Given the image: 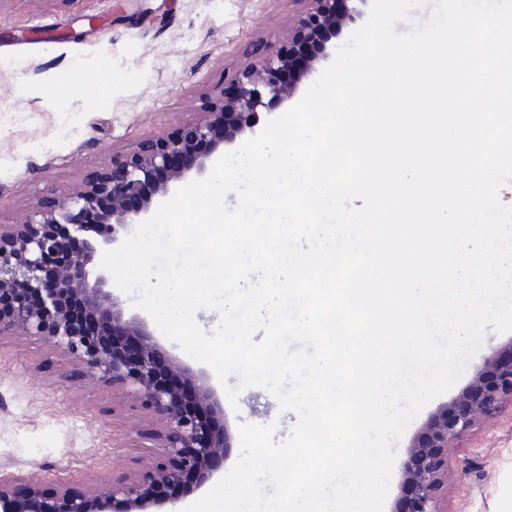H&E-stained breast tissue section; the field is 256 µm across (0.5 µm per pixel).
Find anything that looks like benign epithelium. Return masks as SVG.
I'll return each instance as SVG.
<instances>
[{
  "instance_id": "benign-epithelium-1",
  "label": "benign epithelium",
  "mask_w": 512,
  "mask_h": 512,
  "mask_svg": "<svg viewBox=\"0 0 512 512\" xmlns=\"http://www.w3.org/2000/svg\"><path fill=\"white\" fill-rule=\"evenodd\" d=\"M307 2L288 40L240 71L200 118L112 159V167L86 178L66 202L35 208L23 224L0 225V298H10L0 305V337L15 331L46 343L96 383L126 390L160 425V461L117 482L97 478L84 490L62 484L47 491L0 468V512H157L178 501L172 489L186 475L207 482L232 448L229 427L218 421L223 409L214 389L203 378L189 382L180 361L162 359L145 321L112 301L108 278L94 259L100 247L113 246L129 226L147 220L188 173H204L221 148L255 132L260 112L292 98L366 0ZM74 244L68 262L52 268L50 260ZM67 298L80 301L98 334L75 330ZM505 397L512 398L511 341L429 418L410 446L402 465L406 512H440L448 448Z\"/></svg>"
}]
</instances>
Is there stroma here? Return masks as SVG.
I'll return each mask as SVG.
<instances>
[{"label":"stroma","instance_id":"35a3bbf8","mask_svg":"<svg viewBox=\"0 0 512 512\" xmlns=\"http://www.w3.org/2000/svg\"><path fill=\"white\" fill-rule=\"evenodd\" d=\"M304 0H0V224L22 223L115 157L198 118L248 64L275 53ZM512 334L485 328L461 376L395 442L404 461ZM231 430L299 416L265 388L225 405ZM159 425L140 401L100 386L27 336L0 338V466L43 487L86 488L155 466ZM441 512H512V399L448 451Z\"/></svg>","mask_w":512,"mask_h":512}]
</instances>
